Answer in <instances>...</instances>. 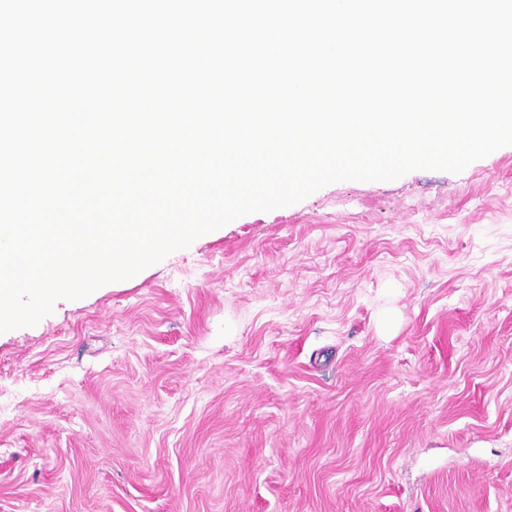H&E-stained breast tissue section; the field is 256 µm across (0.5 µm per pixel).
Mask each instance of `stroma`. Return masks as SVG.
Returning <instances> with one entry per match:
<instances>
[{"label":"stroma","mask_w":512,"mask_h":512,"mask_svg":"<svg viewBox=\"0 0 512 512\" xmlns=\"http://www.w3.org/2000/svg\"><path fill=\"white\" fill-rule=\"evenodd\" d=\"M0 512H512V146L0 333Z\"/></svg>","instance_id":"obj_1"}]
</instances>
